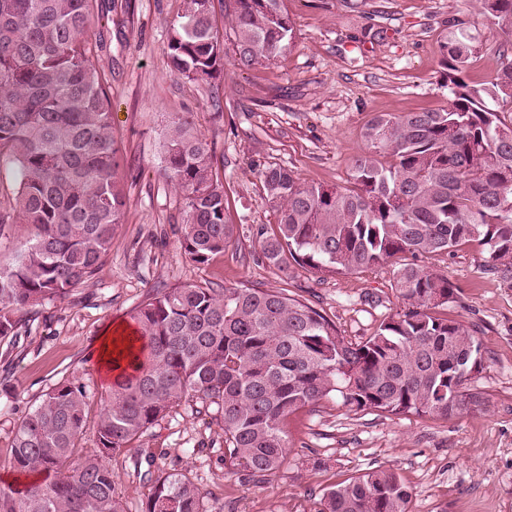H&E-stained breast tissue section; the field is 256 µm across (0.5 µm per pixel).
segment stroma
<instances>
[{
    "instance_id": "35a3bbf8",
    "label": "stroma",
    "mask_w": 512,
    "mask_h": 512,
    "mask_svg": "<svg viewBox=\"0 0 512 512\" xmlns=\"http://www.w3.org/2000/svg\"><path fill=\"white\" fill-rule=\"evenodd\" d=\"M294 47L269 65L224 60L213 84L172 74L168 33L180 0H96L94 61L108 78L112 134L120 148L126 206L112 250L95 275L65 299L16 310V338L0 340V486L13 477L15 430L49 387L63 380L89 395L81 451L96 445L105 381L90 354L107 328L129 321L148 295L184 282L288 289L335 320L346 335L369 336L402 307L389 268L329 277L265 262L259 227L277 214L264 200L261 174L284 167L300 181L344 186L373 115L440 110L450 96L439 44L475 0H284ZM469 84L492 79L512 60L498 32L478 25ZM191 113L214 146L234 242L196 265L180 246L183 203L162 175L170 116ZM460 290L449 318L475 326L484 357L472 387L486 410L448 421L352 412L324 403L289 416L283 466L251 477L224 462L215 409L174 408L141 441L151 474L188 470L210 512H315L325 488L384 467L411 494L410 512H512V281L485 273L478 247L461 246L428 261ZM136 453L113 459L130 512H141L149 477Z\"/></svg>"
}]
</instances>
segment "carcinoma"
I'll return each instance as SVG.
<instances>
[{"label": "carcinoma", "instance_id": "carcinoma-1", "mask_svg": "<svg viewBox=\"0 0 512 512\" xmlns=\"http://www.w3.org/2000/svg\"><path fill=\"white\" fill-rule=\"evenodd\" d=\"M243 67L291 51L284 0H219ZM95 0H0V164L16 170L9 224L40 233L0 268V338L15 336V310L64 299L112 250L125 206L104 72L86 38ZM512 43V0H480ZM475 37L459 22L441 43L451 97L445 109L376 114L347 187L305 184L283 167L262 173L278 224L258 230L262 257L329 276L388 265L405 308L361 341L286 290L186 283L134 308L137 365L101 394L97 448L73 450L86 429L89 396L70 381L44 393L17 426L12 467L29 478L0 487V512H126L110 461L183 402L217 406L224 460L253 477L286 458L285 420L333 401L349 411L434 420L485 404L468 387L484 369L475 331L442 315L459 302L448 276L419 261L464 243L482 248L485 270L512 280V62L480 87L464 74ZM227 48L214 0H180L169 30L172 70L196 82L224 72ZM164 174L183 195L180 245L197 265L224 252L234 226L213 175V146L191 115L171 118ZM400 476L378 468L325 489L318 512H409ZM143 512H209L185 472L162 471Z\"/></svg>", "mask_w": 512, "mask_h": 512}]
</instances>
